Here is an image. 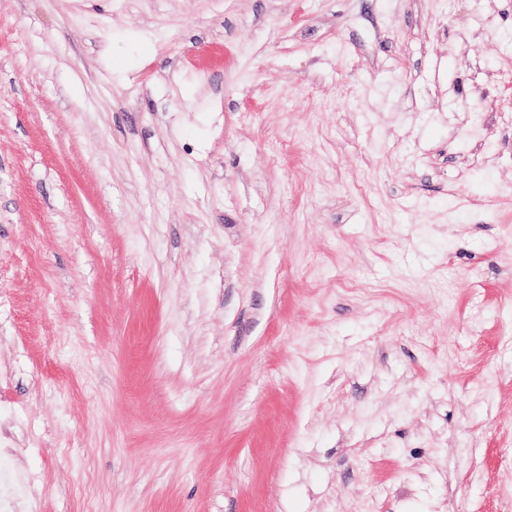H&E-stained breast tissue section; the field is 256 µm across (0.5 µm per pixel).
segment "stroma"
Segmentation results:
<instances>
[{
    "label": "stroma",
    "instance_id": "obj_1",
    "mask_svg": "<svg viewBox=\"0 0 512 512\" xmlns=\"http://www.w3.org/2000/svg\"><path fill=\"white\" fill-rule=\"evenodd\" d=\"M512 0H0V512H512Z\"/></svg>",
    "mask_w": 512,
    "mask_h": 512
}]
</instances>
